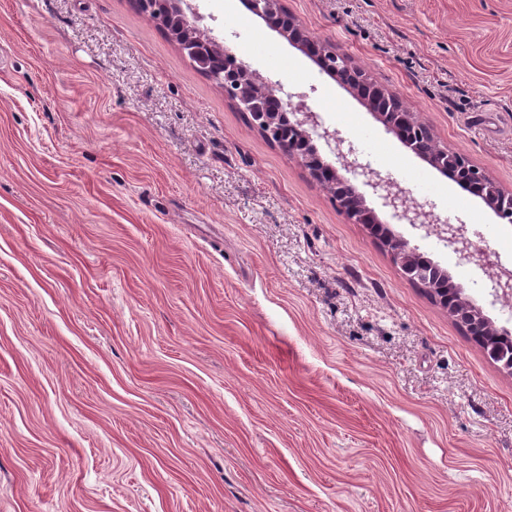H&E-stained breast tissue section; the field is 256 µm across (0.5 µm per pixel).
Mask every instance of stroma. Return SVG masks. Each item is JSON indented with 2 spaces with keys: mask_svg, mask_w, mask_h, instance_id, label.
Here are the masks:
<instances>
[{
  "mask_svg": "<svg viewBox=\"0 0 512 512\" xmlns=\"http://www.w3.org/2000/svg\"><path fill=\"white\" fill-rule=\"evenodd\" d=\"M195 3L512 269V224ZM283 3L512 193V0ZM367 203L512 331L480 266ZM0 512H512V374L134 0H0Z\"/></svg>",
  "mask_w": 512,
  "mask_h": 512,
  "instance_id": "obj_1",
  "label": "stroma"
}]
</instances>
